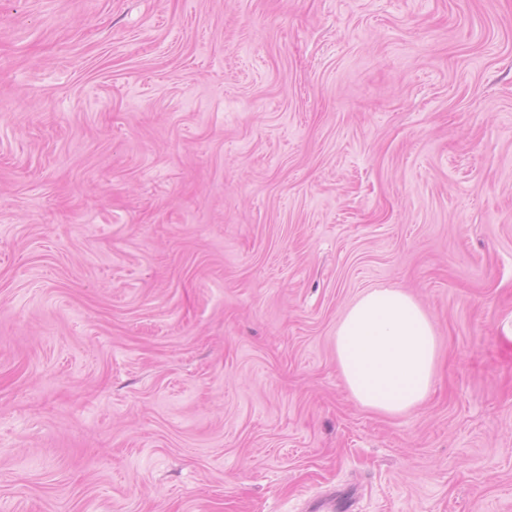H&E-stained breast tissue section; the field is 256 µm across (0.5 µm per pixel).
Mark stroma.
Segmentation results:
<instances>
[{"mask_svg": "<svg viewBox=\"0 0 512 512\" xmlns=\"http://www.w3.org/2000/svg\"><path fill=\"white\" fill-rule=\"evenodd\" d=\"M508 321L512 0H0V512H512ZM336 360L351 397L396 417L422 405L437 365L431 317L405 292L374 289L360 297L336 329Z\"/></svg>", "mask_w": 512, "mask_h": 512, "instance_id": "35a3bbf8", "label": "stroma"}]
</instances>
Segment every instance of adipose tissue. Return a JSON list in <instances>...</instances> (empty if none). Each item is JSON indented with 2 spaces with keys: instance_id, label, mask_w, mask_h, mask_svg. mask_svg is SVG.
<instances>
[{
  "instance_id": "obj_1",
  "label": "adipose tissue",
  "mask_w": 512,
  "mask_h": 512,
  "mask_svg": "<svg viewBox=\"0 0 512 512\" xmlns=\"http://www.w3.org/2000/svg\"><path fill=\"white\" fill-rule=\"evenodd\" d=\"M335 351L363 408L396 417L427 400L438 358L435 327L405 292L379 288L360 297L336 329Z\"/></svg>"
}]
</instances>
